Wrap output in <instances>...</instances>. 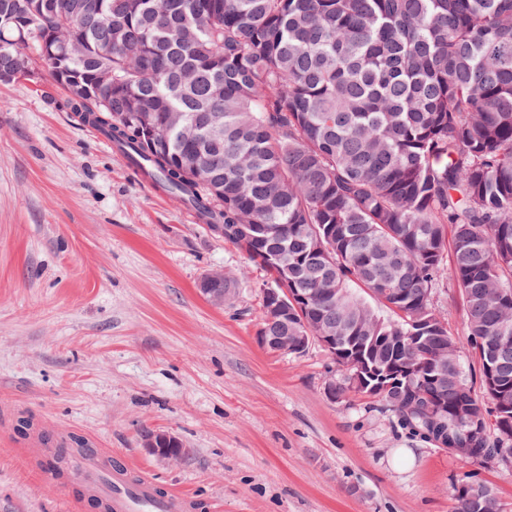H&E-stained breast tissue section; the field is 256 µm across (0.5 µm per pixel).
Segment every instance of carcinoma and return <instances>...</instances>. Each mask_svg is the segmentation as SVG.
Returning <instances> with one entry per match:
<instances>
[{
  "label": "carcinoma",
  "instance_id": "1",
  "mask_svg": "<svg viewBox=\"0 0 512 512\" xmlns=\"http://www.w3.org/2000/svg\"><path fill=\"white\" fill-rule=\"evenodd\" d=\"M4 50L25 80L45 65L269 283L288 277L295 301L260 332L340 336L344 367L365 353L336 398H376L464 460L512 446V0H0ZM173 112L188 126L166 128ZM448 288L463 338L434 305ZM394 361L412 376L385 390ZM42 441L58 476L89 451ZM453 512L501 504L466 479Z\"/></svg>",
  "mask_w": 512,
  "mask_h": 512
}]
</instances>
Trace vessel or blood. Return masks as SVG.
<instances>
[{
    "label": "vessel or blood",
    "instance_id": "obj_1",
    "mask_svg": "<svg viewBox=\"0 0 512 512\" xmlns=\"http://www.w3.org/2000/svg\"><path fill=\"white\" fill-rule=\"evenodd\" d=\"M83 479L90 492L103 500L109 512H191L188 495L160 491L154 479L132 475L126 464H113L97 451L82 458Z\"/></svg>",
    "mask_w": 512,
    "mask_h": 512
}]
</instances>
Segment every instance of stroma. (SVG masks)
<instances>
[{
  "label": "stroma",
  "instance_id": "35a3bbf8",
  "mask_svg": "<svg viewBox=\"0 0 512 512\" xmlns=\"http://www.w3.org/2000/svg\"><path fill=\"white\" fill-rule=\"evenodd\" d=\"M234 283L223 305L199 290ZM266 274L82 122L48 72L0 83V512H79L37 436L86 437L200 512H452L475 475L512 512V472L412 433L379 402L331 399L318 344L258 340ZM38 433L21 438L19 416ZM147 431L176 436L168 461Z\"/></svg>",
  "mask_w": 512,
  "mask_h": 512
}]
</instances>
